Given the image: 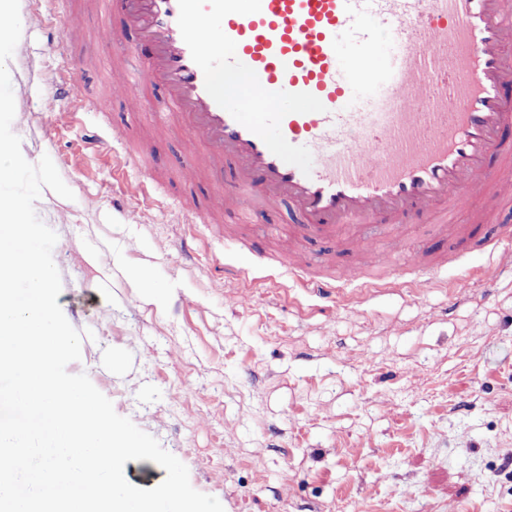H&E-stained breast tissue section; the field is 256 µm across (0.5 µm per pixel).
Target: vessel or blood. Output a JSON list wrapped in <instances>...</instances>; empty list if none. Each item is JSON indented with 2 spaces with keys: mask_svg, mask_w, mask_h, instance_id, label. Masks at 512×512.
Segmentation results:
<instances>
[{
  "mask_svg": "<svg viewBox=\"0 0 512 512\" xmlns=\"http://www.w3.org/2000/svg\"><path fill=\"white\" fill-rule=\"evenodd\" d=\"M120 15L105 30L120 49L113 89L142 105V85H161L156 123H177L179 176L213 173L198 224L251 217L289 204L300 222L286 243L285 274L321 297L368 287L363 264L345 281L312 276L311 237L357 246L363 224L394 227L486 207L479 224L512 203V0H98ZM133 29L139 43L126 42ZM247 76L245 93H219L217 76ZM231 180H224L225 162ZM141 193L156 182L137 157ZM383 287L404 273L438 280L441 265L401 270L386 256Z\"/></svg>",
  "mask_w": 512,
  "mask_h": 512,
  "instance_id": "b4317fda",
  "label": "vessel or blood"
}]
</instances>
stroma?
Instances as JSON below:
<instances>
[{"label": "stroma", "instance_id": "35a3bbf8", "mask_svg": "<svg viewBox=\"0 0 512 512\" xmlns=\"http://www.w3.org/2000/svg\"><path fill=\"white\" fill-rule=\"evenodd\" d=\"M85 15L80 36L58 35L36 0H20L26 54L7 68L13 132L32 164L49 156L73 199L42 189L34 208L58 236L57 298L82 334L72 374H86L113 404L184 463L192 487L224 512H512V282L456 287L449 267L430 287L349 288L329 300L281 279L298 216L280 206L246 224L186 223L171 203L206 205L211 175L184 183L183 136L158 130L149 108L131 110L111 92L117 49L100 37L117 16L69 0ZM78 61L84 109L52 123L42 109L60 59ZM124 124L158 171L153 204L134 179L86 150L84 131ZM512 228L410 221L367 227L359 249L312 238L313 263L337 273L371 256L368 275L419 249L440 260L467 238L466 265L487 256L482 239Z\"/></svg>", "mask_w": 512, "mask_h": 512}]
</instances>
